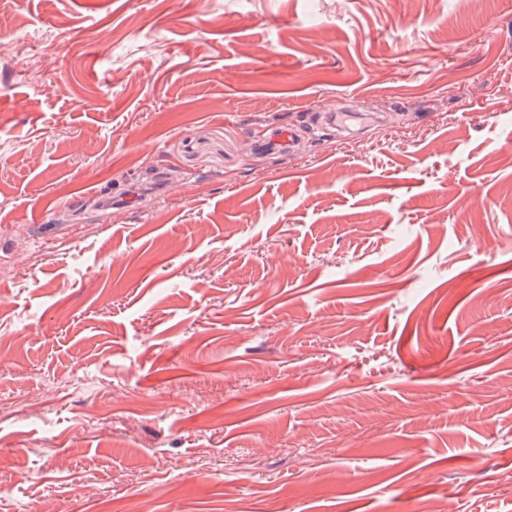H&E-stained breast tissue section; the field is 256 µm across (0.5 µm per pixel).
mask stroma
<instances>
[{
	"instance_id": "1",
	"label": "stroma",
	"mask_w": 512,
	"mask_h": 512,
	"mask_svg": "<svg viewBox=\"0 0 512 512\" xmlns=\"http://www.w3.org/2000/svg\"><path fill=\"white\" fill-rule=\"evenodd\" d=\"M2 46L0 512H512V0H0Z\"/></svg>"
}]
</instances>
